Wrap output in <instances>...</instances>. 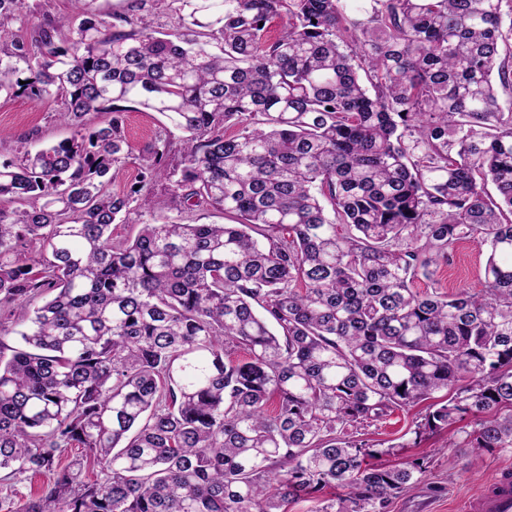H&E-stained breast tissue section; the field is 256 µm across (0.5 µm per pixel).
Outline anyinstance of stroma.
<instances>
[{
  "label": "stroma",
  "mask_w": 512,
  "mask_h": 512,
  "mask_svg": "<svg viewBox=\"0 0 512 512\" xmlns=\"http://www.w3.org/2000/svg\"><path fill=\"white\" fill-rule=\"evenodd\" d=\"M25 23L22 36H30L34 25L44 17L80 21L85 15L106 17L126 13L138 17L135 0H24ZM56 102L37 103L19 97H0V159L15 158L17 152L59 143L70 138L69 126L56 121ZM485 253L473 242L458 245L448 253V263L441 269L436 284L416 280V288L437 287L448 292L458 287L480 289L483 283ZM419 405L387 419L359 427L360 438L381 446H394L390 455L380 456L383 464L402 460H423L426 472L421 482L390 500L386 512H462L466 499L479 493L498 469H512V448H494L478 453L448 445V432L422 439L413 430L425 415Z\"/></svg>",
  "instance_id": "1"
}]
</instances>
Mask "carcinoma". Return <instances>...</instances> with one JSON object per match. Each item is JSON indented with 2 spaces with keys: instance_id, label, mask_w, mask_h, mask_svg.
<instances>
[{
  "instance_id": "obj_1",
  "label": "carcinoma",
  "mask_w": 512,
  "mask_h": 512,
  "mask_svg": "<svg viewBox=\"0 0 512 512\" xmlns=\"http://www.w3.org/2000/svg\"><path fill=\"white\" fill-rule=\"evenodd\" d=\"M182 2L176 33L45 17L27 41L0 0V95L73 128L0 161V484L48 478L0 512H386L425 467L354 429L442 391L415 434L512 447V0ZM130 107L165 118L140 147ZM463 239L479 291L413 287ZM167 192V184L156 185L150 193L143 190L133 204L134 209L128 216L127 223L112 225V237L116 239L134 238L140 229V225L151 219L153 200L161 195H167ZM182 212V213H180ZM180 214L183 217H189L185 220V222H193L198 224H208V223H218V224H224V223H232L227 217L224 218L223 214H220L215 211L211 210H199L196 209L194 211L190 210H184L183 206L180 207L178 200L171 204V210L169 211V215L180 219Z\"/></svg>"
}]
</instances>
